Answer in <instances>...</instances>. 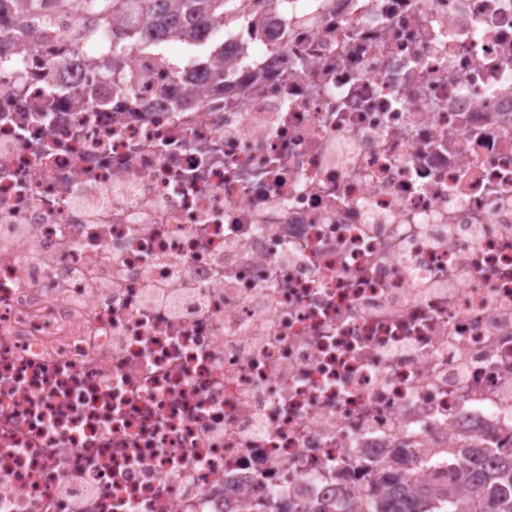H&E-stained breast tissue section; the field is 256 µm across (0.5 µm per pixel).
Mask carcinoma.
Segmentation results:
<instances>
[{
    "label": "carcinoma",
    "mask_w": 512,
    "mask_h": 512,
    "mask_svg": "<svg viewBox=\"0 0 512 512\" xmlns=\"http://www.w3.org/2000/svg\"><path fill=\"white\" fill-rule=\"evenodd\" d=\"M237 0H21L17 40L32 33L46 38L55 19L77 14L89 30L112 33L110 54L85 64L99 76L121 68L122 58L137 47H159L181 40L206 41L216 31L241 20ZM124 25L114 28V21ZM493 445L431 448L428 454L448 471V479L415 486L409 464L413 451L396 449L375 485L356 498H343L353 512H512V444L493 454Z\"/></svg>",
    "instance_id": "carcinoma-1"
}]
</instances>
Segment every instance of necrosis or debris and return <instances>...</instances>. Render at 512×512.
<instances>
[{
    "instance_id": "necrosis-or-debris-1",
    "label": "necrosis or debris",
    "mask_w": 512,
    "mask_h": 512,
    "mask_svg": "<svg viewBox=\"0 0 512 512\" xmlns=\"http://www.w3.org/2000/svg\"><path fill=\"white\" fill-rule=\"evenodd\" d=\"M239 10L0 60V512H335L512 442V0Z\"/></svg>"
}]
</instances>
